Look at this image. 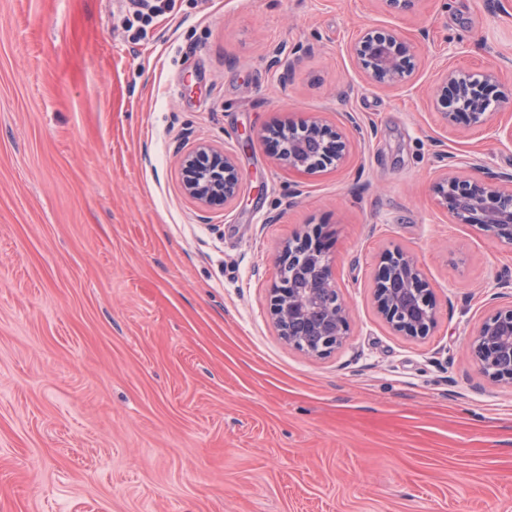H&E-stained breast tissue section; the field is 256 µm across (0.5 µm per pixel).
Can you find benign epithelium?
<instances>
[{
	"label": "benign epithelium",
	"mask_w": 512,
	"mask_h": 512,
	"mask_svg": "<svg viewBox=\"0 0 512 512\" xmlns=\"http://www.w3.org/2000/svg\"><path fill=\"white\" fill-rule=\"evenodd\" d=\"M418 44L387 31L365 33L354 42L353 57L375 84L398 88L416 67ZM497 74L491 70L444 69L432 93L444 119L454 121L467 108L469 125L482 126L490 110L512 108V94L492 96ZM261 138L276 141L277 160L295 171L338 166L348 146L337 128L312 116L265 128ZM465 159L448 157V168L433 185L437 204L459 223L471 224L512 246V175L474 180L462 174ZM185 193L200 207L231 204L239 195L234 158L208 144L181 156ZM317 227L286 241L277 256L278 278L269 289L270 315L279 336L309 357L326 356L343 344L350 309L337 291L329 250L316 239ZM374 302L384 321L409 338H423L437 322L431 290L415 258L395 248L383 253L374 286ZM468 350L480 371L493 381L512 382V306L499 309L477 327Z\"/></svg>",
	"instance_id": "7a95c632"
}]
</instances>
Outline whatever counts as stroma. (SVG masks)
<instances>
[{
	"label": "stroma",
	"mask_w": 512,
	"mask_h": 512,
	"mask_svg": "<svg viewBox=\"0 0 512 512\" xmlns=\"http://www.w3.org/2000/svg\"><path fill=\"white\" fill-rule=\"evenodd\" d=\"M371 29L420 40L411 85L358 68ZM445 67L512 90V0H169L146 27L128 0H0V512H512V384L465 351L512 305V248L432 191L452 153L512 173V111L447 125ZM315 113L346 162L281 167L259 133ZM201 142L234 155V203L185 194ZM307 225L352 314L321 358L269 312ZM393 247L429 336L376 309ZM394 280L402 288H388ZM373 297L384 321L403 336L423 338L437 322L431 290L427 288L423 273L415 258L402 249L394 248L383 253ZM411 297L416 299L415 304Z\"/></svg>",
	"instance_id": "obj_1"
}]
</instances>
